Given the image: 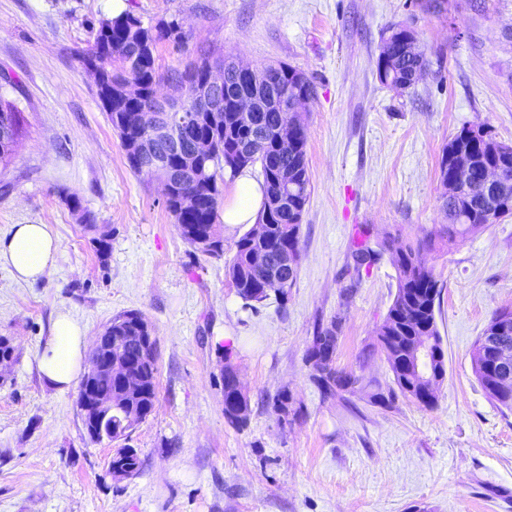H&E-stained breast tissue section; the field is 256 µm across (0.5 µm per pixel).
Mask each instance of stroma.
Returning a JSON list of instances; mask_svg holds the SVG:
<instances>
[{"label": "stroma", "mask_w": 512, "mask_h": 512, "mask_svg": "<svg viewBox=\"0 0 512 512\" xmlns=\"http://www.w3.org/2000/svg\"><path fill=\"white\" fill-rule=\"evenodd\" d=\"M113 0H0V100L22 136L0 166V235L15 224L55 233L53 274L16 281L0 265V336L14 361L0 380V512H512V411L490 400L472 366L492 315L512 310V216L464 241L448 222L442 148L489 125L512 144V0H120L144 25L177 21L182 45L160 43V71L202 49L257 66L283 62L316 94L307 111L310 197L297 281L286 300L244 305L224 275L246 229L224 231V254L193 252L162 186L128 166L80 62ZM409 25L427 60L410 89L376 75L381 37ZM79 208H72L71 199ZM421 253L442 287L436 311L447 366L434 408L406 398L372 405L392 373L371 352L396 289L389 258L354 272L359 227ZM107 237L108 257L94 241ZM96 337L136 311L157 338V400L122 443L92 441L78 387L37 370L58 311ZM338 324L336 365L367 391L322 400L305 352L318 326ZM250 399L246 427L224 417L225 336ZM288 387L303 408L281 420ZM138 474L113 478L119 447Z\"/></svg>", "instance_id": "stroma-1"}]
</instances>
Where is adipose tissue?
Instances as JSON below:
<instances>
[{"label":"adipose tissue","mask_w":512,"mask_h":512,"mask_svg":"<svg viewBox=\"0 0 512 512\" xmlns=\"http://www.w3.org/2000/svg\"><path fill=\"white\" fill-rule=\"evenodd\" d=\"M262 187L249 175L238 176L232 198L224 205V224L233 228L256 223L263 208ZM56 237L46 224H16L0 237V264L8 266L18 280L34 283L49 277L56 268ZM88 338L70 313L59 312L51 339L38 358L44 379L58 388L71 387L83 369Z\"/></svg>","instance_id":"adipose-tissue-1"}]
</instances>
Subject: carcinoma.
Segmentation results:
<instances>
[{
  "label": "carcinoma",
  "instance_id": "cac0c4a2",
  "mask_svg": "<svg viewBox=\"0 0 512 512\" xmlns=\"http://www.w3.org/2000/svg\"><path fill=\"white\" fill-rule=\"evenodd\" d=\"M185 34L175 21H160L147 29L142 21L134 15L124 12L117 16L101 19L94 44L80 54V62L87 61L88 56L95 59V69L99 76L97 96L102 108L107 112L112 127L116 130L120 146L125 153L129 167L136 173L142 172L141 156L131 149L136 133L128 130L123 119L127 102L121 94L122 86L132 83L141 91L136 102L139 107L153 104L152 94L155 83L162 79L156 64L155 50L157 44L165 41L176 45L183 44ZM383 43L394 50V56L385 67L377 69L381 83L396 90L411 87L426 66V60L417 50L414 31L407 25L391 28L383 38ZM223 60V56L206 51L196 61L190 63L182 73L174 77L182 84L193 85L204 78L211 62ZM262 87L258 90L260 100L269 103L268 96L287 93L297 85L299 70L285 64H268L260 67ZM276 110L266 108L260 113L261 123H243L238 121L235 112H206L196 124L195 129L202 135L213 138L211 155L201 164L199 176L186 174V164L182 161L185 154L182 143H166L155 149L154 157H168V165L155 170L161 179L179 171L184 173L165 200L166 209L174 217L175 224L183 240L198 251L197 241L200 236L211 235L210 247L204 251L208 256L219 257L224 254V238L218 224V201L221 196V184L224 171L236 175L241 169L260 164L265 187L266 201L259 215L258 223L264 225V232L259 234L251 228L235 244V253L225 266V275L229 278L237 295L245 305L265 300L273 291L281 298H286L288 289L296 283L299 270H292L280 262V257L287 250L299 248L300 225L310 192V179L306 159V135L297 137L292 151L284 154L277 144L275 121ZM473 128L464 127L448 140L442 149L439 164V181L441 186H448L451 179L449 154L456 148H471L483 152L484 141L471 136ZM21 138L19 114L7 104H0V163L8 165ZM489 162L502 169V174L509 185L512 196V152L493 155ZM288 168L294 183L288 197L281 196L278 180L279 170ZM191 195L196 205L184 210L178 207V201L184 195ZM512 215V203L500 215L490 214L483 205V195L470 192V201L461 202L459 206L448 208V225L444 234L449 242L463 240L481 230L488 224ZM415 248L408 244L396 245L395 240L386 237L381 241L371 242L370 232L360 230V240L353 250L354 271L360 272L376 264L383 254L391 255L396 270V292L392 303L376 328L375 343L372 350L381 353L393 374L396 388L387 393L377 392L370 397V403L381 407H390L397 395L406 398L428 397L424 407L432 409L438 401V388L446 374L442 338L438 329L435 307L440 300L441 288L433 273L426 269L417 259ZM258 252H265L271 258L270 272L264 274L256 271L252 257ZM498 314H493L483 335L476 341L473 351V368L479 382H484L483 356L481 351H495L512 348V330L497 334L493 331ZM139 314L128 312L112 319V345L124 344V337L140 333L137 327ZM425 343L429 346L433 369L439 373V379L433 383H417L407 373L410 358L409 347L413 343ZM338 339L331 338L325 348L308 346L306 360L312 364L311 380L323 399H342L344 394L352 393L364 386V377L353 371L346 372L336 367L335 360L329 355L336 354ZM235 364L229 357H224V417L232 424L243 427L248 417L238 415L239 405L250 409L249 399L240 397L232 372ZM99 390L112 394L115 405L112 415L106 420V431L115 435L125 433L131 427V421L142 419L155 406L157 396V368L151 365L145 375L144 393L140 397H126L121 375L114 374L98 383ZM293 399L288 389L282 388L272 397V405L280 414L290 408L292 419L301 415V409L292 408Z\"/></svg>",
  "mask_w": 512,
  "mask_h": 512
}]
</instances>
